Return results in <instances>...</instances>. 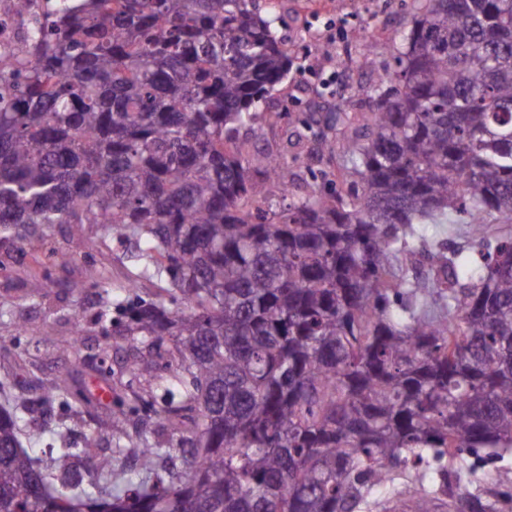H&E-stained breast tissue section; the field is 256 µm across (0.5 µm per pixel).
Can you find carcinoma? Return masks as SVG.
<instances>
[{
    "instance_id": "obj_1",
    "label": "carcinoma",
    "mask_w": 512,
    "mask_h": 512,
    "mask_svg": "<svg viewBox=\"0 0 512 512\" xmlns=\"http://www.w3.org/2000/svg\"><path fill=\"white\" fill-rule=\"evenodd\" d=\"M283 22L280 0H57L0 54V232L135 243L127 288L151 297L86 274L102 351L122 325L177 365L80 448L64 426L20 440L86 411L70 378L4 398L0 512H495L450 477L512 452V229L429 253L422 278L399 263L425 224L512 225V0H413L390 86L362 88L353 199L307 182L278 210L266 182L298 173L237 133L292 68ZM139 413L169 438L126 433Z\"/></svg>"
}]
</instances>
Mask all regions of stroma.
Returning a JSON list of instances; mask_svg holds the SVG:
<instances>
[{
  "instance_id": "35a3bbf8",
  "label": "stroma",
  "mask_w": 512,
  "mask_h": 512,
  "mask_svg": "<svg viewBox=\"0 0 512 512\" xmlns=\"http://www.w3.org/2000/svg\"><path fill=\"white\" fill-rule=\"evenodd\" d=\"M282 11L287 22L282 35L295 65L269 101L279 119L242 128L239 140L246 154L272 151L302 178H316L328 191L334 189L346 164L337 107H350L355 115L367 112L362 87L394 68L388 42L368 47L360 34L380 22L395 30L406 26L410 0H283ZM333 24L342 27L343 42L332 40ZM61 251L69 252L70 260L60 261ZM135 252V244L113 242L86 255L65 224L56 226L53 237L43 244L0 240V305L11 307L32 329L19 339L25 363L0 356V378H9L13 393L27 397L37 382L69 376L92 403L89 413L79 418L62 408L52 410L24 426V439H38L63 423L71 428L75 443H82L84 433L94 426L95 414L117 408L123 392L141 386V378L133 376L128 365L147 356V349L134 337L116 336L109 353H102L96 321L98 291L84 285L85 272L93 266L103 271L113 290H120L136 264ZM37 279L47 286L34 297L30 285ZM77 317L84 322L85 336L76 360L63 354L62 348ZM101 360L111 367V379L93 370V363ZM458 489L494 501L497 512H512V454L468 472Z\"/></svg>"
}]
</instances>
